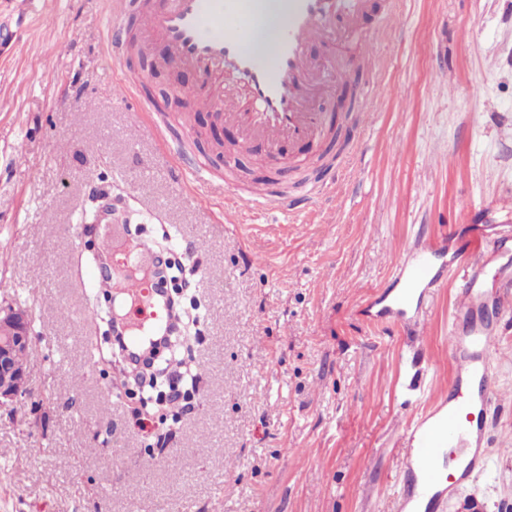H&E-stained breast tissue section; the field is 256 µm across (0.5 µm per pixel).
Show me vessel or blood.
<instances>
[{
  "instance_id": "obj_1",
  "label": "vessel or blood",
  "mask_w": 512,
  "mask_h": 512,
  "mask_svg": "<svg viewBox=\"0 0 512 512\" xmlns=\"http://www.w3.org/2000/svg\"><path fill=\"white\" fill-rule=\"evenodd\" d=\"M265 0H143L136 15L140 35L161 40L171 63L197 68L206 85L194 91L197 109L222 113L226 124L236 126L243 145L265 146L269 165L280 163L284 144L300 141L318 144L328 122L325 113L311 111L307 78L313 64L307 54L315 41L340 45L366 38L359 25L365 0H284L281 32L273 52L265 57L248 48L252 21ZM126 42L113 40L109 53L122 66L120 86L135 95L144 75L123 66ZM341 172L291 196L258 195L244 200L237 187L225 184L224 221H242L244 204L255 209L304 216L317 199L335 193ZM178 181L208 182L209 160L197 156L191 165L175 162ZM99 223L111 224L112 242L86 275L88 286L102 296L120 299L121 311L112 315V333L124 341L127 376L141 372L142 351L159 337L170 336L177 311L153 286V251L150 244L127 224H112L108 212ZM461 273L460 294L466 308L485 306L484 282L491 272L490 255L482 242L442 261L434 253L420 254L413 267L400 270L398 279L429 288L444 287L449 267ZM417 297L401 293L379 301L372 321L388 323L406 317ZM495 337L490 325L472 322L464 334H450L448 353L455 362L448 392L409 433L410 456L400 490L403 507L413 512H442L448 498L462 483L485 469L489 458L484 418L495 399L496 383L490 371Z\"/></svg>"
}]
</instances>
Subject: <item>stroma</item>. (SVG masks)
I'll return each mask as SVG.
<instances>
[{
  "label": "stroma",
  "instance_id": "1",
  "mask_svg": "<svg viewBox=\"0 0 512 512\" xmlns=\"http://www.w3.org/2000/svg\"><path fill=\"white\" fill-rule=\"evenodd\" d=\"M387 2L372 0L369 44L310 48L314 109L340 117L364 156L302 222L225 223L216 150L211 182L170 207L169 143L213 117L162 109L199 76L160 66L146 73L159 109L130 129L102 40L133 22L110 27L104 0H34L11 18L22 50L0 43V296L32 308L36 339L30 399L0 409V512H401L403 429L445 393L461 297L452 280L425 292L409 326H375L363 305L416 252H461L476 233L512 248V213L494 204L512 189V0H396L389 20ZM61 40L70 49L54 54ZM371 54L380 74L358 68ZM340 67L358 89L383 82L364 128L340 103ZM314 153L292 149L274 170L254 146L234 183L250 195L268 176L292 191V162L318 177ZM100 189L122 194L125 219L181 261L194 326L180 357L195 378L179 406L143 402L112 372V301L86 283L108 237L75 232ZM493 320L489 466L443 512L470 499L512 512V317Z\"/></svg>",
  "mask_w": 512,
  "mask_h": 512
}]
</instances>
